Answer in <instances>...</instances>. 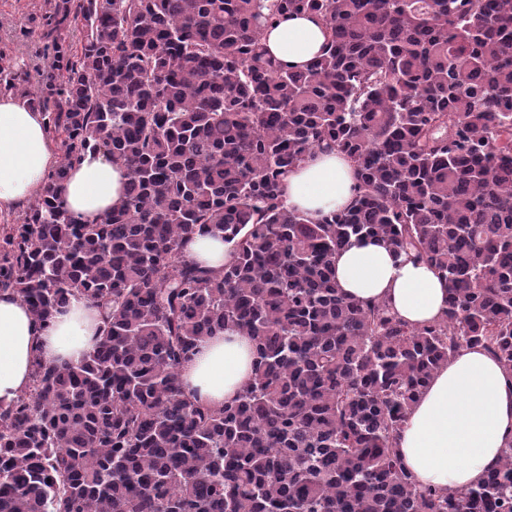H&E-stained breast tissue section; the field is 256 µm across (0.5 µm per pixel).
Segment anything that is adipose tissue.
I'll list each match as a JSON object with an SVG mask.
<instances>
[{"label":"adipose tissue","instance_id":"ef3b65f1","mask_svg":"<svg viewBox=\"0 0 512 512\" xmlns=\"http://www.w3.org/2000/svg\"><path fill=\"white\" fill-rule=\"evenodd\" d=\"M324 31L322 17H285L265 31L262 45L284 67L304 69L320 55ZM57 162L41 112L26 100L0 97V213L27 202ZM126 180L123 165L90 151L73 164L62 198L73 215L92 222L118 204ZM355 184L349 160L317 150L285 178L283 198L316 223L346 207ZM335 268L343 295L384 301L409 324L433 321L447 307L448 287L436 271L395 256L381 241L353 242L337 254ZM98 324L97 310L74 298L44 328L15 295L1 292L0 405L25 392L34 358L49 364L82 359L95 346ZM252 358L250 337L227 330L201 342L180 378L187 392L220 407L248 384ZM511 439L512 376L483 350L464 348L412 408L398 449L420 483L465 489L498 464Z\"/></svg>","mask_w":512,"mask_h":512}]
</instances>
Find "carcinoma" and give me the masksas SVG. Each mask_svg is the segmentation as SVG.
Wrapping results in <instances>:
<instances>
[{
  "label": "carcinoma",
  "mask_w": 512,
  "mask_h": 512,
  "mask_svg": "<svg viewBox=\"0 0 512 512\" xmlns=\"http://www.w3.org/2000/svg\"><path fill=\"white\" fill-rule=\"evenodd\" d=\"M303 12L326 44L291 70L261 40ZM36 28L41 84L1 63L0 92H24L61 158L0 225V292L43 326L83 298L99 327L0 405V512H512V442L456 490L397 448L461 348L512 375V0H58ZM315 150L350 160L356 196L310 224L281 186ZM88 151L128 171L94 223L61 197ZM206 234L230 245L221 269L181 259ZM366 237L448 283L439 319L340 294L336 254ZM234 329L252 378L213 407L179 370Z\"/></svg>",
  "instance_id": "obj_1"
}]
</instances>
